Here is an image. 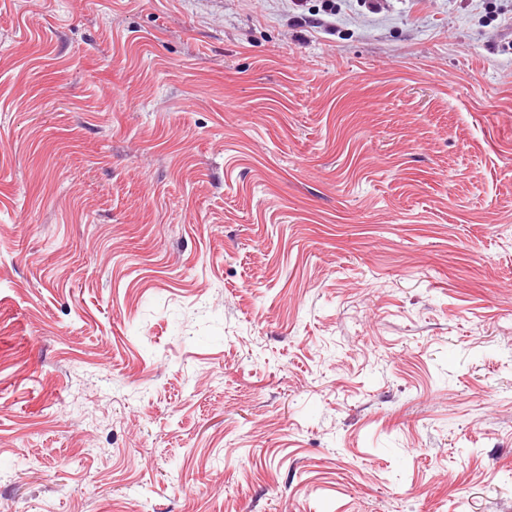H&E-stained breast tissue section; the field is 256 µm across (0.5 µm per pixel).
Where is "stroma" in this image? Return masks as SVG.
Masks as SVG:
<instances>
[{"mask_svg":"<svg viewBox=\"0 0 512 512\" xmlns=\"http://www.w3.org/2000/svg\"><path fill=\"white\" fill-rule=\"evenodd\" d=\"M295 12L0 0V512H512V0Z\"/></svg>","mask_w":512,"mask_h":512,"instance_id":"35a3bbf8","label":"stroma"}]
</instances>
